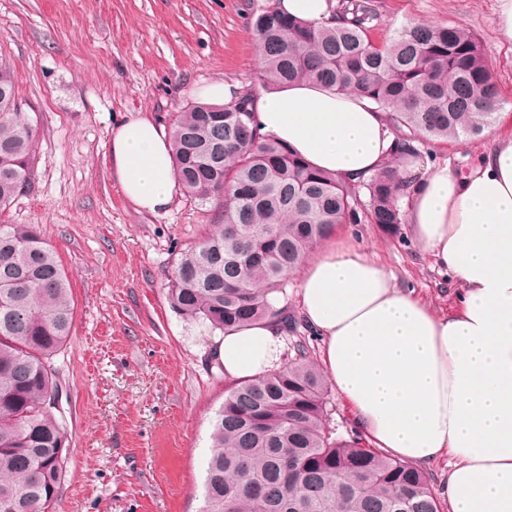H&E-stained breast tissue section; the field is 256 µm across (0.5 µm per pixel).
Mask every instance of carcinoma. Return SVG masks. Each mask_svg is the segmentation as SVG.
<instances>
[{"mask_svg": "<svg viewBox=\"0 0 512 512\" xmlns=\"http://www.w3.org/2000/svg\"><path fill=\"white\" fill-rule=\"evenodd\" d=\"M262 85L309 81L355 92L390 112L400 155L427 141L481 135L502 102L479 41L463 23L417 24L373 37L376 0H337L329 25L255 5ZM185 194L218 211L180 249L171 307L210 330L277 319L293 358L228 384L213 422L205 512H444L425 472L331 425V388L288 307V276L341 224L394 232L405 223L391 165L358 187L307 166L260 133L249 95L195 103L172 129ZM35 128L0 58V213L29 187ZM69 278L33 224L0 225V512H53L69 444L51 367L71 335Z\"/></svg>", "mask_w": 512, "mask_h": 512, "instance_id": "carcinoma-1", "label": "carcinoma"}]
</instances>
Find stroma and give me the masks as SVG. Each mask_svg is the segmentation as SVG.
<instances>
[{"label":"stroma","instance_id":"1","mask_svg":"<svg viewBox=\"0 0 512 512\" xmlns=\"http://www.w3.org/2000/svg\"><path fill=\"white\" fill-rule=\"evenodd\" d=\"M250 0H0V56L36 121L34 173L0 224L37 225L72 288V334L54 357L69 459L57 512H204L212 423L227 380L219 333L167 298L176 249L214 214L187 196L137 209L110 171L112 128L150 117L173 126L196 86H259ZM376 38L413 23H462L479 39L512 113V41L498 0H378ZM339 234L434 310L457 283L408 225Z\"/></svg>","mask_w":512,"mask_h":512}]
</instances>
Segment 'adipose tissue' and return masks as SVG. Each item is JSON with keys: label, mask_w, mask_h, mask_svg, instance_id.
Returning a JSON list of instances; mask_svg holds the SVG:
<instances>
[{"label": "adipose tissue", "mask_w": 512, "mask_h": 512, "mask_svg": "<svg viewBox=\"0 0 512 512\" xmlns=\"http://www.w3.org/2000/svg\"><path fill=\"white\" fill-rule=\"evenodd\" d=\"M251 108L262 133L343 182L370 178L396 152L388 113L346 92L267 87ZM499 123L505 133L467 171L400 164L406 222L459 284L452 313L433 311L332 238L300 269L301 314L367 444L415 467L453 458L445 512H512V114ZM109 158L139 210L171 208L181 186L166 126L144 116L117 123ZM285 353L274 319L225 333L218 348L234 381L281 366Z\"/></svg>", "instance_id": "1"}]
</instances>
